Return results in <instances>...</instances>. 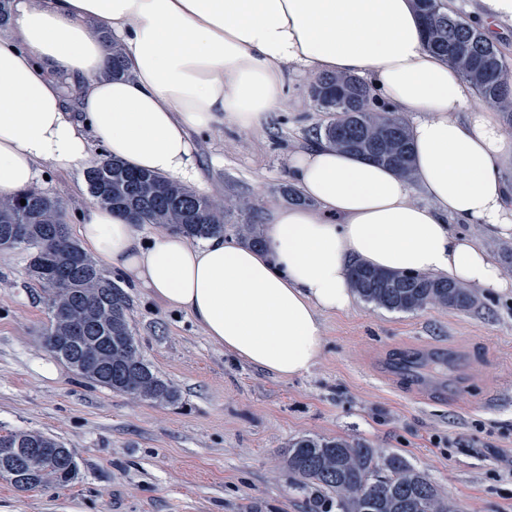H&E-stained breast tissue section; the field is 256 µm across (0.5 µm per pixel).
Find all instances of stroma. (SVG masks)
I'll use <instances>...</instances> for the list:
<instances>
[{"label":"stroma","mask_w":512,"mask_h":512,"mask_svg":"<svg viewBox=\"0 0 512 512\" xmlns=\"http://www.w3.org/2000/svg\"><path fill=\"white\" fill-rule=\"evenodd\" d=\"M312 77L285 70L281 107L257 130L196 136L198 181L215 205L238 196L261 223L282 203L291 153L329 120ZM40 190L76 226L91 205L83 170L49 171ZM23 249H0V434L38 432L76 456L65 486L17 489L0 477V512H338L334 493L295 485L288 446L340 437L396 453L457 512H512V298L468 309L390 311L357 300L323 317L325 345L306 375L282 380L236 361L184 314L128 288L130 324L152 370L179 393L158 404L81 380L43 345L51 312Z\"/></svg>","instance_id":"1"}]
</instances>
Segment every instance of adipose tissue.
Returning <instances> with one entry per match:
<instances>
[{
	"label": "adipose tissue",
	"instance_id": "ef3b65f1",
	"mask_svg": "<svg viewBox=\"0 0 512 512\" xmlns=\"http://www.w3.org/2000/svg\"><path fill=\"white\" fill-rule=\"evenodd\" d=\"M114 42L128 72L110 79ZM288 66L357 76L410 115L411 177L323 141L291 155L302 200L265 209L262 246L146 238L92 205L77 229L83 249L225 353L285 380L320 357L323 315L355 304L356 267L512 296V275L471 233L512 240L501 172L512 136L426 49L413 0H13L0 33V196L35 186L44 168L90 166L96 144L133 168L197 178L194 134L260 127Z\"/></svg>",
	"mask_w": 512,
	"mask_h": 512
}]
</instances>
